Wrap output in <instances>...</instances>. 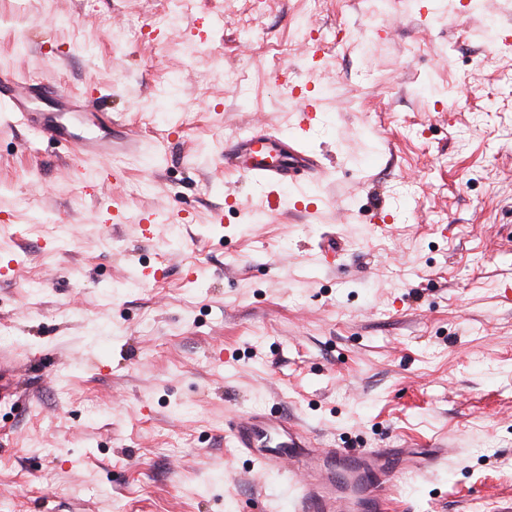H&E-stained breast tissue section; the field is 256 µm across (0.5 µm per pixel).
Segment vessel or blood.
Segmentation results:
<instances>
[{
    "label": "vessel or blood",
    "mask_w": 512,
    "mask_h": 512,
    "mask_svg": "<svg viewBox=\"0 0 512 512\" xmlns=\"http://www.w3.org/2000/svg\"><path fill=\"white\" fill-rule=\"evenodd\" d=\"M0 87L5 90L12 116L23 123L27 104L45 91L46 84L9 77ZM59 102V112L46 118L40 128L48 138L65 139L69 118L90 127L100 126L106 119L105 113L93 111L88 99L64 94ZM319 109L318 99L302 98L295 133L256 130L238 138L224 150L225 170L264 189L269 208L277 209L278 189L295 184L300 174H313L321 168L318 158L304 145V135L312 128ZM73 148L82 161L102 160L111 155L112 141L86 137ZM228 428L244 454L266 471L287 478L286 512H388L400 475L426 472L443 463L447 455L446 449L434 448L406 461L392 457L384 448L357 452L317 448L300 425L273 413L237 419Z\"/></svg>",
    "instance_id": "b4317fda"
}]
</instances>
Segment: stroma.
Wrapping results in <instances>:
<instances>
[{
  "label": "stroma",
  "mask_w": 512,
  "mask_h": 512,
  "mask_svg": "<svg viewBox=\"0 0 512 512\" xmlns=\"http://www.w3.org/2000/svg\"><path fill=\"white\" fill-rule=\"evenodd\" d=\"M171 7L0 0V76L95 94L139 142L87 163L0 109V512H280L225 431L266 410L321 448L447 449L395 512L512 506V0H262L250 34L244 0L158 28ZM286 81L322 100V169L271 210L220 165L290 131Z\"/></svg>",
  "instance_id": "stroma-1"
}]
</instances>
